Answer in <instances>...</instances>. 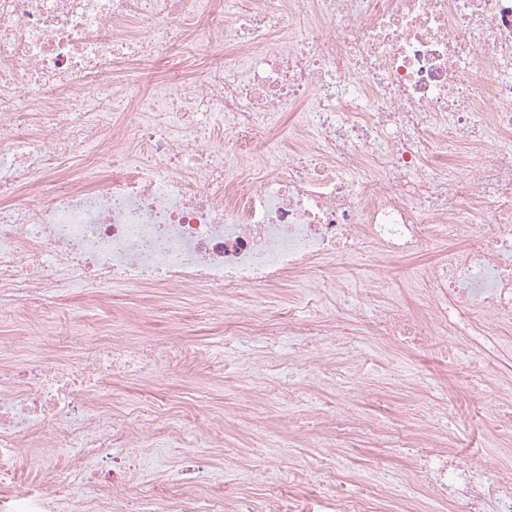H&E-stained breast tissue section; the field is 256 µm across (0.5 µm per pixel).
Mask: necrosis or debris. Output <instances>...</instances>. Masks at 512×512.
<instances>
[{"instance_id": "obj_1", "label": "necrosis or debris", "mask_w": 512, "mask_h": 512, "mask_svg": "<svg viewBox=\"0 0 512 512\" xmlns=\"http://www.w3.org/2000/svg\"><path fill=\"white\" fill-rule=\"evenodd\" d=\"M183 44L207 54L197 77L114 76ZM428 252L407 282L423 318L375 308L369 333L393 353L437 331L454 357L448 305L512 317V0H0V296L30 321L80 284L343 297L328 259ZM159 357L108 334L61 366L1 354L0 512H196L193 493L131 504L118 458L67 491L102 449L182 443L114 413L116 373ZM403 445L430 478L410 512H512L444 445ZM335 487L332 512H388L382 481ZM42 449L30 448L24 455H18L15 460L16 482L20 485L35 482V474L39 466V455Z\"/></svg>"}]
</instances>
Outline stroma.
<instances>
[{"label": "stroma", "instance_id": "obj_1", "mask_svg": "<svg viewBox=\"0 0 512 512\" xmlns=\"http://www.w3.org/2000/svg\"><path fill=\"white\" fill-rule=\"evenodd\" d=\"M429 260L425 253L413 262L347 268L352 288L381 279L390 289L352 310L339 336L319 333L333 314L330 305L307 306L289 285L262 296L245 289L223 302L195 288H102L93 297L72 288L58 298L54 318L41 324L30 323L18 303L1 305L0 351L12 348L19 336L36 343L47 333L56 340L50 362L64 363L109 333L124 344L162 352L152 376L124 375L118 385L132 405L159 397L174 406V414L149 426L157 431L180 425L185 440L178 448L139 449L143 464L127 475L132 497H142L148 487L174 496L190 482L202 490L203 512H217L228 498L250 504L254 512H266L279 498L293 499L299 512H326L335 480L367 479L381 460L395 475L390 492L402 507L408 494H427L423 479L408 471L404 455L394 449L409 433L426 431L441 439L455 434L462 455L475 467L494 479L512 474V447L499 445L501 422L512 411L498 399L501 381L512 375V318L503 320L495 335H474L468 358L459 361L428 350L389 356L377 352L360 330L373 307L420 315L422 299L402 282L412 263ZM290 319L308 325L311 335H286ZM254 331L262 335L257 353L239 354L235 334ZM310 345L322 348L328 362L308 372L301 364ZM200 354L212 356L211 370L196 371ZM266 359L283 362L277 377L261 370ZM474 370L481 373L476 388L467 381ZM365 379L375 386L367 396L356 391ZM291 398L349 415L352 426L334 450L335 474L316 463L321 426L312 413L284 417L278 437L265 432L268 416L282 414ZM228 409L234 417L225 421L223 438L208 439L201 413L217 420Z\"/></svg>", "mask_w": 512, "mask_h": 512}]
</instances>
